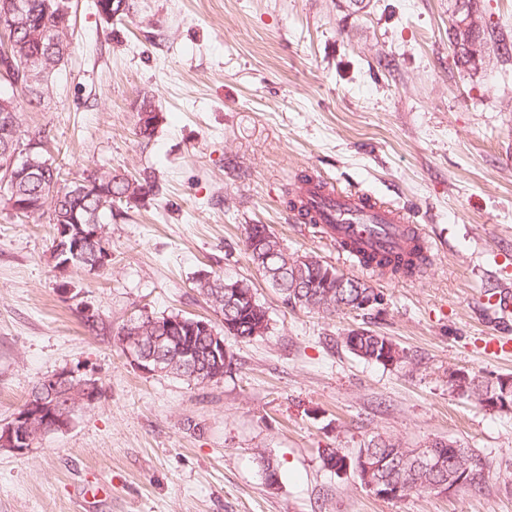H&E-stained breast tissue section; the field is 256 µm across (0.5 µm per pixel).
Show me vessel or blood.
<instances>
[{
  "instance_id": "b4317fda",
  "label": "vessel or blood",
  "mask_w": 512,
  "mask_h": 512,
  "mask_svg": "<svg viewBox=\"0 0 512 512\" xmlns=\"http://www.w3.org/2000/svg\"><path fill=\"white\" fill-rule=\"evenodd\" d=\"M297 208L310 211L325 236L351 242L361 253H408L425 245L422 231L409 224L396 208L374 201L366 192H339L326 182L312 179L294 190Z\"/></svg>"
}]
</instances>
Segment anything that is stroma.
<instances>
[{
  "instance_id": "35a3bbf8",
  "label": "stroma",
  "mask_w": 512,
  "mask_h": 512,
  "mask_svg": "<svg viewBox=\"0 0 512 512\" xmlns=\"http://www.w3.org/2000/svg\"><path fill=\"white\" fill-rule=\"evenodd\" d=\"M453 0H134L125 21L73 0V43L40 112L69 177L152 172L158 193L109 224L105 270L58 272L53 227L0 203V423L43 378L94 377L99 398L23 454L0 450V512H512V411L453 391L450 375L512 376L495 293L512 283V58L482 43L461 65ZM164 115L134 135L142 96ZM312 174L404 208L434 254L413 279L367 275L383 299L333 315L286 305L251 264L247 225L289 252L355 269L285 204ZM250 281L267 335L226 338L233 371L208 384L140 372L114 337L140 313L219 321L194 282ZM392 338V368L345 346ZM451 439L487 463L482 485L384 500L325 448L374 435ZM282 473L264 480V464ZM345 346L358 358L383 366L401 367L408 362V354L391 338L368 330L349 331L344 338Z\"/></svg>"
}]
</instances>
